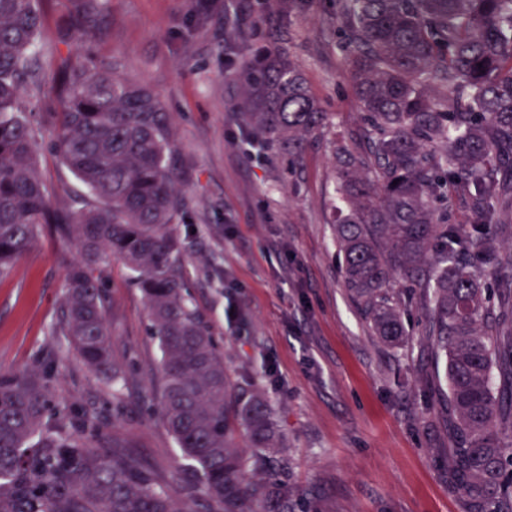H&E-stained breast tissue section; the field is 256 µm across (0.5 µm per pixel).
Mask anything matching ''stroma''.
<instances>
[{
  "mask_svg": "<svg viewBox=\"0 0 512 512\" xmlns=\"http://www.w3.org/2000/svg\"><path fill=\"white\" fill-rule=\"evenodd\" d=\"M238 0H97L85 21L75 0H42L40 80L31 108L38 173L55 209L86 194L53 152L51 114L64 67L89 56L158 94L172 115L174 164L191 232L185 259L194 308L211 329L235 382L262 391L288 446L291 480L316 512H466L448 475V432L434 385L444 359L421 336L422 310L407 315L412 343L374 335L343 284L336 253L335 142L362 140L348 52L335 0H308L299 15L262 0L264 23L231 45ZM294 56L328 114L300 160L259 143L245 125L239 77L263 49ZM78 258L43 225L23 258L0 277V377L40 372L66 419L87 417L130 453L178 502L192 468L151 407L159 399L161 351L145 299L120 260L101 268L112 351L127 364L120 394L90 371L54 330L66 271Z\"/></svg>",
  "mask_w": 512,
  "mask_h": 512,
  "instance_id": "35a3bbf8",
  "label": "stroma"
}]
</instances>
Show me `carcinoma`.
Segmentation results:
<instances>
[{"label": "carcinoma", "mask_w": 512, "mask_h": 512, "mask_svg": "<svg viewBox=\"0 0 512 512\" xmlns=\"http://www.w3.org/2000/svg\"><path fill=\"white\" fill-rule=\"evenodd\" d=\"M39 0H0V276L44 224L74 240L60 329L90 369L124 378L111 359L106 296L95 271L121 259L147 301L161 350L158 411L192 462L203 512H301L287 448L259 391L232 382L214 336L186 298L177 231L184 202L169 113L157 94L112 64L78 60L53 113L54 149L89 199L52 208L22 108L35 81ZM365 150L336 145L342 274L386 344L408 336L406 306L447 360L452 475L470 512H512V249L487 218L512 213V0H336ZM251 132L295 160L327 113L288 50L248 64L241 84ZM460 206L466 223L453 221ZM411 288L389 294L395 275ZM0 512H196L179 504L124 445L82 419L52 418L35 372L0 380Z\"/></svg>", "instance_id": "carcinoma-1"}]
</instances>
